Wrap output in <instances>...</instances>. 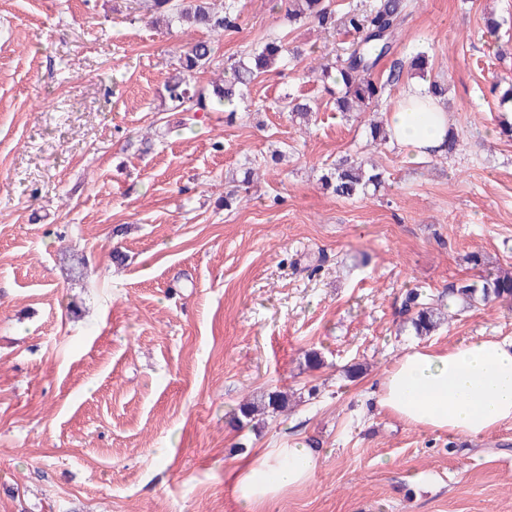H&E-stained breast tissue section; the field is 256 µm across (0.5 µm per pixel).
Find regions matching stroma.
I'll return each instance as SVG.
<instances>
[{"instance_id": "1", "label": "stroma", "mask_w": 512, "mask_h": 512, "mask_svg": "<svg viewBox=\"0 0 512 512\" xmlns=\"http://www.w3.org/2000/svg\"><path fill=\"white\" fill-rule=\"evenodd\" d=\"M135 3L0 0V512H245L233 473L293 443L315 449L311 478L260 512H512V424L451 435L376 404L411 343L512 338L506 303L451 304L421 337L400 315L409 289L482 276L468 252L512 269V105L490 91L512 87V0H411L394 53L426 52L449 82L460 145L412 163L383 145L384 188L351 199L319 177L362 154L370 115L343 118L307 66L354 36L288 23L276 0H239L221 36ZM271 35L306 55L261 74L245 111L169 110L181 49L211 42L205 86ZM247 162L252 197L225 208ZM275 390L287 409L232 424Z\"/></svg>"}]
</instances>
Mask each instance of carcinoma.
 <instances>
[{"mask_svg": "<svg viewBox=\"0 0 512 512\" xmlns=\"http://www.w3.org/2000/svg\"><path fill=\"white\" fill-rule=\"evenodd\" d=\"M286 7L291 23L309 21L334 31L342 26L358 35L342 55L332 63H321L309 69V74L321 78L324 90L333 99L336 111L342 115L363 112L379 103L386 90L399 83L404 73L412 75L427 71V57L418 53L408 62L399 58L392 61L386 78H374L379 63L392 53L398 29L407 17L408 0H375L372 8H350L336 16L331 0H280ZM139 8L166 28L188 24L211 33L222 34L237 27L239 9L237 0H224L217 10L210 0H138ZM303 50L289 46L280 38H269L254 49L246 61L238 60L224 68V80L209 87L192 83L195 74L211 67L214 49L209 41H197L179 53L171 76L165 83V98L171 109L182 112H227L234 116L244 102L250 85L258 74L279 64L283 67L301 58ZM286 108L292 119L306 122L312 107L290 99ZM256 168L247 167L238 185L224 195V207L229 208L248 197L255 182ZM322 187L332 190L340 198H351L377 192L383 186V173L368 166L363 157L344 159L321 177ZM456 300L467 307L486 306L495 302H512V272L490 273L480 281L462 280L448 286V291L435 296L420 288H411L402 303L406 322L415 334L429 336L445 320L444 299ZM288 406V395L271 392L259 406L247 403L239 407L237 423L250 421L262 409L277 411Z\"/></svg>", "mask_w": 512, "mask_h": 512, "instance_id": "1", "label": "carcinoma"}]
</instances>
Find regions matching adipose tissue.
<instances>
[{
    "instance_id": "adipose-tissue-1",
    "label": "adipose tissue",
    "mask_w": 512,
    "mask_h": 512,
    "mask_svg": "<svg viewBox=\"0 0 512 512\" xmlns=\"http://www.w3.org/2000/svg\"><path fill=\"white\" fill-rule=\"evenodd\" d=\"M390 140L417 159L440 150L448 114L419 87L392 108ZM377 405L406 423L477 437L512 422V338L488 337L438 351L414 345L383 377ZM316 460L306 448H260L235 474V490L248 512L283 490L307 483Z\"/></svg>"
}]
</instances>
